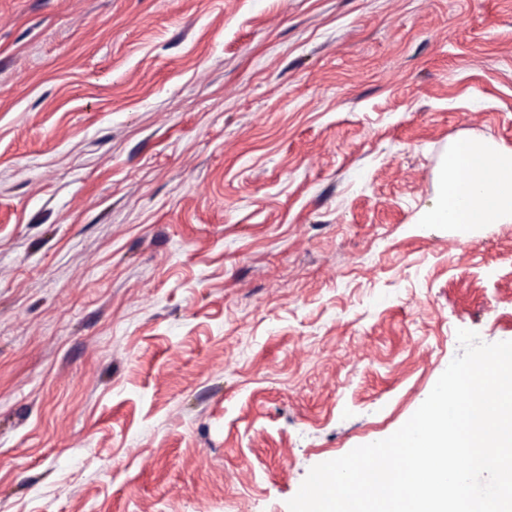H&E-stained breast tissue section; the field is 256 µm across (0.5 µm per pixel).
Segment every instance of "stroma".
Masks as SVG:
<instances>
[{"label":"stroma","instance_id":"35a3bbf8","mask_svg":"<svg viewBox=\"0 0 512 512\" xmlns=\"http://www.w3.org/2000/svg\"><path fill=\"white\" fill-rule=\"evenodd\" d=\"M512 0H0V512H289L460 352L512 230ZM419 224H511L512 152L465 139L448 152L439 192Z\"/></svg>","mask_w":512,"mask_h":512}]
</instances>
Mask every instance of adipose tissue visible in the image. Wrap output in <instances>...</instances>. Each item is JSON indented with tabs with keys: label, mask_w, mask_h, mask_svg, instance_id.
Returning a JSON list of instances; mask_svg holds the SVG:
<instances>
[{
	"label": "adipose tissue",
	"mask_w": 512,
	"mask_h": 512,
	"mask_svg": "<svg viewBox=\"0 0 512 512\" xmlns=\"http://www.w3.org/2000/svg\"><path fill=\"white\" fill-rule=\"evenodd\" d=\"M420 224H511L512 154L465 139L448 153L439 192Z\"/></svg>",
	"instance_id": "adipose-tissue-1"
}]
</instances>
